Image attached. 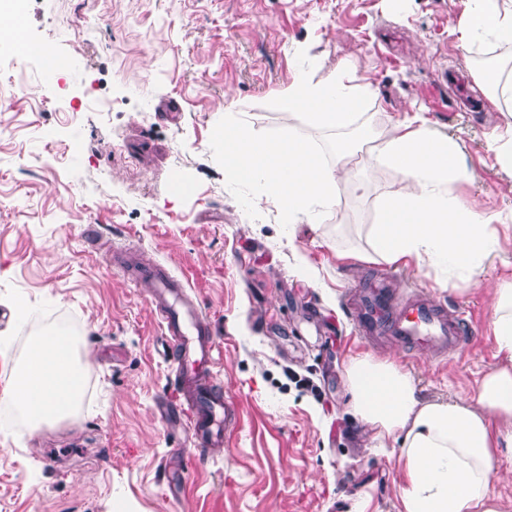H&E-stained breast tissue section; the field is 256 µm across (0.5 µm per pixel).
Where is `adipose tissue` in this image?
<instances>
[{
    "label": "adipose tissue",
    "mask_w": 512,
    "mask_h": 512,
    "mask_svg": "<svg viewBox=\"0 0 512 512\" xmlns=\"http://www.w3.org/2000/svg\"><path fill=\"white\" fill-rule=\"evenodd\" d=\"M461 33L467 46L512 44V0H470ZM373 95L371 84L356 82L345 70L319 81L299 71L278 105L285 113L308 110L320 127L340 135L334 163L295 130L260 139L228 112L218 132L225 179L259 184L288 223H313L335 208L341 179L366 190L368 178L359 175L356 158L370 147L374 165L393 167L404 178L383 200L380 221L371 229L374 256L388 262L413 256L477 274L498 244L489 227L502 222V213L476 210L456 194L463 174L457 146L422 113L381 138L358 122L362 103ZM493 294L492 330L501 361L473 399L422 402L410 374L394 363L361 355L346 365L354 415L377 437L400 442L402 512H508L491 490V474L501 453L512 454V282L497 284ZM88 372L71 336H32L8 400L32 425L64 419L78 409Z\"/></svg>",
    "instance_id": "ef3b65f1"
}]
</instances>
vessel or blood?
<instances>
[{"label": "vessel or blood", "mask_w": 512, "mask_h": 512, "mask_svg": "<svg viewBox=\"0 0 512 512\" xmlns=\"http://www.w3.org/2000/svg\"><path fill=\"white\" fill-rule=\"evenodd\" d=\"M142 274L152 287L155 303L168 335L176 341L174 401H162V417L178 415L186 422L190 445L218 448L224 444L228 409L212 388L219 352L209 320L190 304L185 283L165 265L154 262ZM356 322L364 338H387L408 349H432L438 353L460 351L466 344V314H448L430 299L415 295L394 302L384 282L358 292Z\"/></svg>", "instance_id": "obj_1"}]
</instances>
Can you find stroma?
<instances>
[{
	"label": "stroma",
	"instance_id": "stroma-1",
	"mask_svg": "<svg viewBox=\"0 0 512 512\" xmlns=\"http://www.w3.org/2000/svg\"><path fill=\"white\" fill-rule=\"evenodd\" d=\"M468 0H24L0 37V512H400V449L351 412L350 358L411 373L418 398L475 396L499 363L492 284L512 280V223L483 272L413 258L370 260L382 198L402 184L373 168L341 180L320 223H286L248 183L224 178L228 112L258 135L294 128L334 162L335 133L276 106L308 57L315 78L346 67L376 91L380 133L412 108L453 139L455 191L512 210V177L490 133L504 116L473 76L459 23ZM56 74L44 78L46 61ZM187 277L216 330L214 384L232 409L224 445L173 455L160 419L175 349L135 259ZM388 275L466 308L463 351L437 356L357 335L354 287ZM68 325L90 365L78 412L31 429L6 404L29 336Z\"/></svg>",
	"mask_w": 512,
	"mask_h": 512
}]
</instances>
